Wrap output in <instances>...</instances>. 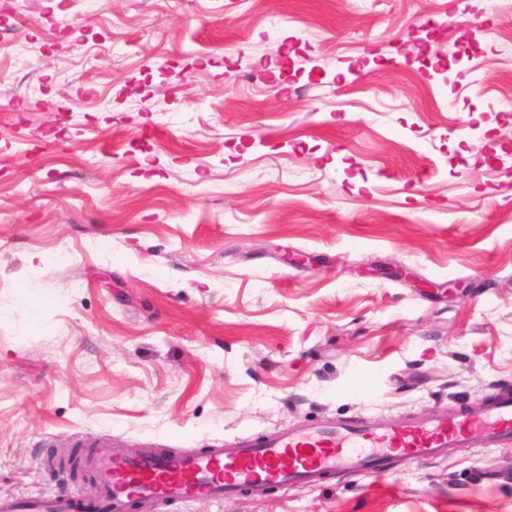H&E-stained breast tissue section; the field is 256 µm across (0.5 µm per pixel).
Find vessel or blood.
Masks as SVG:
<instances>
[{"mask_svg": "<svg viewBox=\"0 0 512 512\" xmlns=\"http://www.w3.org/2000/svg\"><path fill=\"white\" fill-rule=\"evenodd\" d=\"M512 439V392L453 417L348 418L279 434L259 443L228 441L223 447L191 452L122 455L107 449L105 436L88 437L84 458L97 495L70 493L28 501L25 508L0 499V512H129L197 497L221 498L239 491L263 497L274 486L314 485L324 476H361L386 471L390 461L427 462L447 449L485 448Z\"/></svg>", "mask_w": 512, "mask_h": 512, "instance_id": "vessel-or-blood-1", "label": "vessel or blood"}]
</instances>
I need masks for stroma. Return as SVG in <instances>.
<instances>
[{
    "label": "stroma",
    "mask_w": 512,
    "mask_h": 512,
    "mask_svg": "<svg viewBox=\"0 0 512 512\" xmlns=\"http://www.w3.org/2000/svg\"><path fill=\"white\" fill-rule=\"evenodd\" d=\"M0 31V498L89 491L84 435L512 389V0H0ZM154 512H512V440Z\"/></svg>",
    "instance_id": "1"
}]
</instances>
